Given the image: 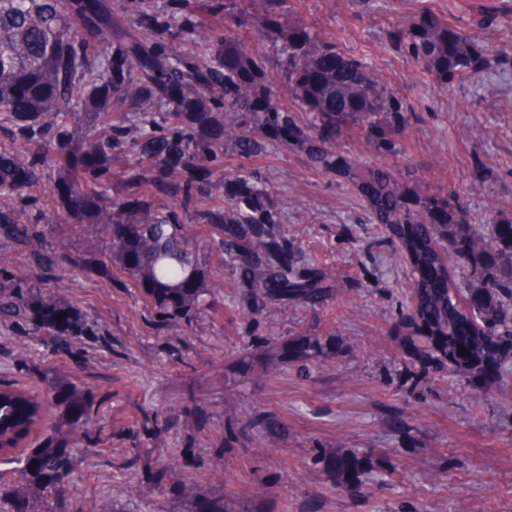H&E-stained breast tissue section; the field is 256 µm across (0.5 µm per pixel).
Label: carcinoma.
Instances as JSON below:
<instances>
[{
  "label": "carcinoma",
  "instance_id": "obj_1",
  "mask_svg": "<svg viewBox=\"0 0 512 512\" xmlns=\"http://www.w3.org/2000/svg\"><path fill=\"white\" fill-rule=\"evenodd\" d=\"M419 63L437 77L478 69L484 49L460 27L422 16L408 33ZM301 108L314 115L296 143L324 174L346 170L369 189L373 220L399 229L398 247L410 259V319L424 358L466 378L493 376L512 360V221L484 240L456 197L430 199L419 211L406 203V188L381 169H363L331 146L336 129L384 110L378 80L361 61L307 31L288 34L278 59ZM268 61L248 51L222 25L203 23L187 0H0V134L24 146L0 150V238L29 247L46 274L69 262L44 244L39 227L76 221L94 225L109 250L97 263L109 276L117 263L137 278L157 313L190 319L222 287L210 273L205 247L184 233L187 224H209L218 245L236 248L238 269L253 300H302L331 305L312 277L288 279V228L271 226L270 192L224 171V113L235 112L289 130ZM137 99L134 125L116 114L127 97ZM237 151L257 156L264 141L245 130ZM132 145L136 162L121 193L112 196V166ZM59 174H54V171ZM46 179L43 192L59 208L45 210L28 188ZM219 192L220 203L211 202ZM172 200L151 211L152 198ZM448 239L478 282L465 299L435 240ZM25 326L58 343L96 335L93 321L67 302L43 295L27 277L0 276V322ZM468 353H458L459 347ZM46 399L11 383L0 384V461L13 459L44 425ZM73 457L62 444L38 449L19 470L53 494L64 484ZM0 512H46L29 498L0 497Z\"/></svg>",
  "mask_w": 512,
  "mask_h": 512
}]
</instances>
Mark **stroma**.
<instances>
[{"label": "stroma", "instance_id": "obj_1", "mask_svg": "<svg viewBox=\"0 0 512 512\" xmlns=\"http://www.w3.org/2000/svg\"><path fill=\"white\" fill-rule=\"evenodd\" d=\"M266 4L237 0L234 33L272 62L294 125L313 116L274 62L284 37L306 30L366 63L400 108L345 125L337 151L390 168L420 195L455 193L484 238L495 233L489 207L496 223L512 221V54L499 49L512 0H285L278 29L263 33ZM425 13L474 32L487 67L440 79L418 63L393 33ZM265 142L250 158L225 144L224 168L269 189L275 221L288 227L290 272H319L336 302L271 301L251 315L234 249L209 246L206 225L195 233L224 292L189 321L159 317L121 267L101 277L94 260L107 245L93 225H45L59 254L85 261L60 279L0 239V268L26 270L102 330L63 351L0 325V380L53 401L31 448L83 435L55 498L19 485L15 463L0 466V487L22 486L53 512H192L197 498L227 512H512V360L476 386L410 355V263L396 231L372 223L345 175ZM306 340L318 343L314 356L282 357ZM69 389L89 401L87 414L62 400ZM336 456L357 459L355 473H335Z\"/></svg>", "mask_w": 512, "mask_h": 512}]
</instances>
